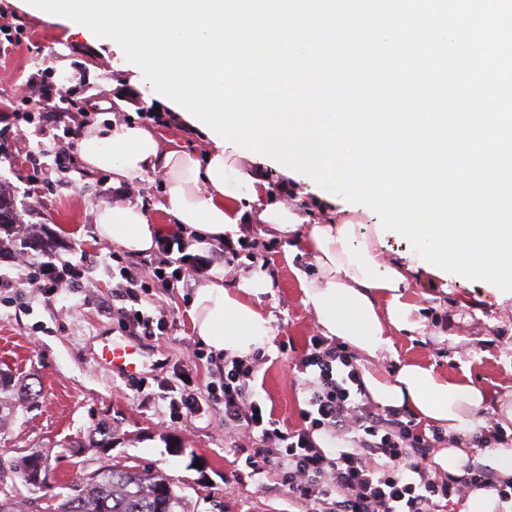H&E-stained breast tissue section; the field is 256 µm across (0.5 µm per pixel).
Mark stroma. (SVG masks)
Wrapping results in <instances>:
<instances>
[{
    "mask_svg": "<svg viewBox=\"0 0 512 512\" xmlns=\"http://www.w3.org/2000/svg\"><path fill=\"white\" fill-rule=\"evenodd\" d=\"M0 18L23 27L25 41L0 53V122L9 123L15 111L38 114L37 101L21 105L28 77L46 71L55 86L76 88L84 103L104 95H125L127 111L115 113L116 122L139 121L160 103L145 78H133L126 58L111 44L60 24H50L18 8L15 0H0ZM47 185L31 190L32 172L20 142L0 145V187L10 193L19 221L13 224L21 243L13 252L0 250V268L11 269L29 255L23 239L37 236L48 251L59 254L74 248L83 254L84 286L68 297L48 299L24 288L28 310L18 311L0 301V369L32 374L42 408L19 415L6 431V446L40 449L52 462V482H67L75 460L96 459L95 449L72 456L66 441L86 434L102 420L112 425V463L161 470L182 480L194 512H304L300 501L289 499L275 472L241 477L240 449L249 447L247 435L224 429V407L203 400L202 414L173 418L166 402L142 404L126 380L115 377L96 360L93 348L99 337L121 338L111 319L97 308L99 299L112 292V276L101 257L108 245L94 232V207L117 196L139 202L162 229H171L159 205L162 180L150 174L116 193L108 174H79L80 162L68 155L44 160ZM251 237L265 241L266 267L274 275L272 293L262 298L274 330L273 347L257 365L254 394L281 427L301 425L303 394L291 366L304 352L308 338L318 329L302 303L297 271L312 272L308 256L286 258L284 242L258 224L249 225ZM414 297L423 307L428 332L423 336L398 335L400 358H414L451 374L467 370L474 384L487 389L512 382V299L501 298L485 282L460 275L440 280L434 276L414 281ZM193 291L180 289L166 297L165 306L175 320L168 334L146 340L157 350L160 366H146L147 375L173 374L197 366V388L212 379L206 362L197 361L201 347L187 314ZM456 314L453 337L439 330L449 314ZM483 338L475 347L474 338Z\"/></svg>",
    "mask_w": 512,
    "mask_h": 512,
    "instance_id": "35a3bbf8",
    "label": "stroma"
}]
</instances>
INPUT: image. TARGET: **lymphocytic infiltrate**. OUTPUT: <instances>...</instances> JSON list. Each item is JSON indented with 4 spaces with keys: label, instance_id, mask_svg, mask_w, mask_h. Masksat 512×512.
I'll return each instance as SVG.
<instances>
[{
    "label": "lymphocytic infiltrate",
    "instance_id": "1",
    "mask_svg": "<svg viewBox=\"0 0 512 512\" xmlns=\"http://www.w3.org/2000/svg\"><path fill=\"white\" fill-rule=\"evenodd\" d=\"M27 88H40L42 109L62 124L65 152H77L82 124L73 120L82 101L73 91L54 89L44 74H33ZM180 233L162 236L150 257L108 253L117 283L111 300L99 309L128 336H154L173 328L166 309L155 306L157 296L172 294L190 279L208 272L207 257L190 253ZM80 265L55 261L51 254L23 259L16 272H0V295L17 294L21 285L57 295L78 287ZM293 369L301 375L305 407L302 423L288 430L266 413L251 394L255 362L225 359L211 393L224 405V425L247 434L252 445L245 466L251 474L275 468L289 497L301 501L305 512H441L444 503L473 491L495 487L500 498L512 500V483L494 481L481 464H469L463 477L444 480L427 468L433 441L418 431L406 413L381 412L367 399L361 371L345 343L310 336ZM335 435L338 447L322 448L316 433Z\"/></svg>",
    "mask_w": 512,
    "mask_h": 512
}]
</instances>
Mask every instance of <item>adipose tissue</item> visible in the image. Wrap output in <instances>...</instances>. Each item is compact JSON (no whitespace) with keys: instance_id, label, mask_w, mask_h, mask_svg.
<instances>
[{"instance_id":"1","label":"adipose tissue","mask_w":512,"mask_h":512,"mask_svg":"<svg viewBox=\"0 0 512 512\" xmlns=\"http://www.w3.org/2000/svg\"><path fill=\"white\" fill-rule=\"evenodd\" d=\"M97 107L96 122L81 137L87 171L109 174L116 189L160 175L163 212L211 243L236 241L241 225L262 224L283 239L287 255L311 256L315 275L298 277L302 302L322 336L340 339L361 356L363 389L375 405L441 425L451 441L483 425L487 412L512 420V384L491 391L475 385L468 373L448 374L412 359L385 369V361L398 356L394 334L421 336L427 330L409 291L416 260L388 257L376 230H363L349 217L323 223L288 204L261 167L239 166L234 149L213 144L200 154L162 139L154 128L116 122L109 111L127 107L118 96ZM94 231L98 240L145 255L162 229L140 205L115 200L95 208ZM272 286L266 273L250 269L235 286L219 276L195 288L188 310L195 336L223 357L246 359L269 347L271 317L260 302Z\"/></svg>"}]
</instances>
